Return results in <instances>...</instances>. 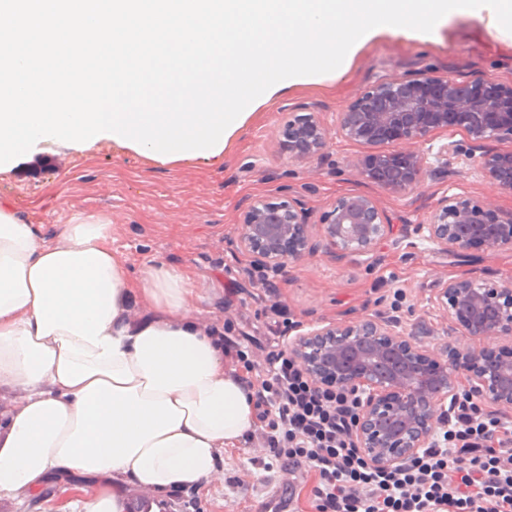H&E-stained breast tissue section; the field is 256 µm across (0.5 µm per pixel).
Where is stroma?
<instances>
[{
  "label": "stroma",
  "mask_w": 512,
  "mask_h": 512,
  "mask_svg": "<svg viewBox=\"0 0 512 512\" xmlns=\"http://www.w3.org/2000/svg\"><path fill=\"white\" fill-rule=\"evenodd\" d=\"M433 66L449 77L473 81H512V43L498 41L477 23L462 21L439 41L420 45L386 35L364 46L347 72L330 82L303 86L268 101L248 117L226 144L222 157L161 162L97 142L78 154L66 144L16 158L0 173V205L35 224L42 241L56 240L63 225L93 216L111 224L107 245L131 276L162 261L188 278L194 303L190 314L199 327H229L231 335L264 338L275 327L270 307H288L295 320L341 321L389 311L400 301L406 324L426 322L443 343L441 312L432 298L448 278L473 274L489 281L512 279V249L488 253L480 249L443 251L415 236L401 245L382 243L374 259L338 263L326 256L287 264L274 275V289L249 279V264L236 247V221L258 197L278 196L285 185L312 181L307 204L322 213L337 196L368 191L345 166L359 146L333 136L320 171L310 175L290 161L277 143V128L303 108L321 112L333 122L354 96L380 80L415 74ZM460 128L431 135L421 145L432 167L455 169L453 177L427 180L412 195L379 194L394 225L424 222L432 206L448 194L488 197L505 211L512 194L485 181L475 167L438 156L439 146L463 139ZM254 446L225 449L218 471L206 484L187 489L182 498L126 483L116 489L126 502L148 503L153 512H252L268 501L271 473L251 463ZM243 485L229 486L228 478ZM54 494L44 498L0 496V512H78L94 477L81 473L49 475Z\"/></svg>",
  "instance_id": "1"
}]
</instances>
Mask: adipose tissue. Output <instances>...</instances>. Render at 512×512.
Listing matches in <instances>:
<instances>
[{
	"mask_svg": "<svg viewBox=\"0 0 512 512\" xmlns=\"http://www.w3.org/2000/svg\"><path fill=\"white\" fill-rule=\"evenodd\" d=\"M111 231L91 218L46 243L0 207V381L26 391L0 429V494L76 470L193 488L254 428L252 390L188 315L186 276L156 261L132 278ZM135 301L152 316L131 322Z\"/></svg>",
	"mask_w": 512,
	"mask_h": 512,
	"instance_id": "ef3b65f1",
	"label": "adipose tissue"
}]
</instances>
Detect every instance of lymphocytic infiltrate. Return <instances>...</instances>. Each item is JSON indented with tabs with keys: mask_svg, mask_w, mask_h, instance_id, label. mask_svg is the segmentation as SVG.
<instances>
[{
	"mask_svg": "<svg viewBox=\"0 0 512 512\" xmlns=\"http://www.w3.org/2000/svg\"><path fill=\"white\" fill-rule=\"evenodd\" d=\"M207 333L237 359L254 392L263 446L253 464L303 466L312 512H512L508 417L461 405L454 425L417 458L380 471L353 442L354 397L316 388L283 343Z\"/></svg>",
	"mask_w": 512,
	"mask_h": 512,
	"instance_id": "lymphocytic-infiltrate-1",
	"label": "lymphocytic infiltrate"
}]
</instances>
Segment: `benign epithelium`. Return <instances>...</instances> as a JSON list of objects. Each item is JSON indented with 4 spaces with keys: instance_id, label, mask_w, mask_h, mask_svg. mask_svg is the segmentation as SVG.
Segmentation results:
<instances>
[{
    "instance_id": "7a95c632",
    "label": "benign epithelium",
    "mask_w": 512,
    "mask_h": 512,
    "mask_svg": "<svg viewBox=\"0 0 512 512\" xmlns=\"http://www.w3.org/2000/svg\"><path fill=\"white\" fill-rule=\"evenodd\" d=\"M450 127L463 129L466 140L441 145L439 154L475 163L486 181L512 193V148H486L512 142V83L460 81L429 68L366 87L336 117V134L363 148L346 166L389 195L414 193L440 173L419 145ZM329 135L312 109L286 118L278 143L294 163L313 170L326 158ZM392 232L391 219L370 193L339 196L315 218L303 196L287 188L240 212L236 247L251 259L247 275L257 277L320 252L335 261L367 256ZM412 232L446 250L495 252L512 247V210L486 198L445 195L426 222L404 228ZM434 302L446 319L443 335L477 345H431L426 324L406 333L401 316L387 313L315 321L298 327L289 341L292 357L317 387L358 396L353 437L378 469L417 457L438 429L451 425L463 399L498 414L512 411V280L450 278Z\"/></svg>"
}]
</instances>
